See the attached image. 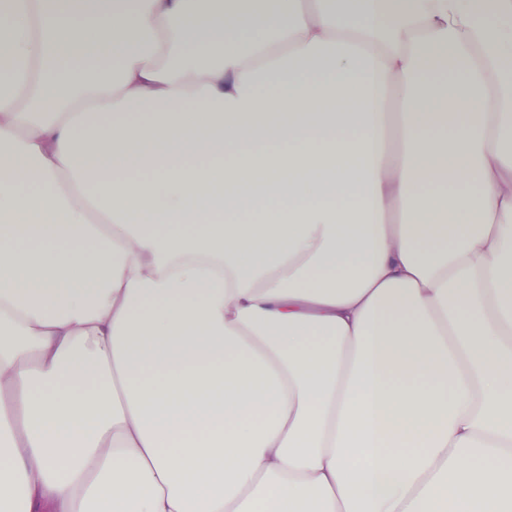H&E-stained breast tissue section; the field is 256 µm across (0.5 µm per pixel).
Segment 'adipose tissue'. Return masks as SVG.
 <instances>
[{"mask_svg": "<svg viewBox=\"0 0 512 512\" xmlns=\"http://www.w3.org/2000/svg\"><path fill=\"white\" fill-rule=\"evenodd\" d=\"M0 512H512V0H0Z\"/></svg>", "mask_w": 512, "mask_h": 512, "instance_id": "adipose-tissue-1", "label": "adipose tissue"}]
</instances>
